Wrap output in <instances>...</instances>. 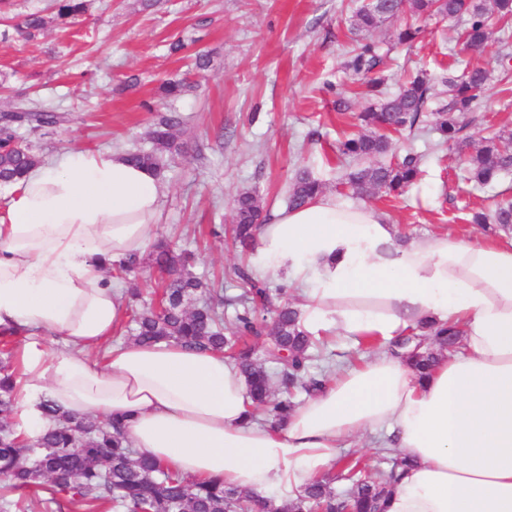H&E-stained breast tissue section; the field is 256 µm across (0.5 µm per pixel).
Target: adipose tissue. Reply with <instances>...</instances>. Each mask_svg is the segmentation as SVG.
Instances as JSON below:
<instances>
[{"mask_svg":"<svg viewBox=\"0 0 512 512\" xmlns=\"http://www.w3.org/2000/svg\"><path fill=\"white\" fill-rule=\"evenodd\" d=\"M7 191L0 330L23 340L16 410L27 435L46 427L50 400L125 420L139 454L186 478L284 501L381 430L410 462L381 512H512L511 236L403 244L372 207L333 195L273 211L249 264L299 288L309 335L385 346L428 322L455 326L460 340L422 378L394 353L345 368L270 426L252 420L245 377L224 354L107 345L124 302L104 271L150 246L155 173L119 153L70 151Z\"/></svg>","mask_w":512,"mask_h":512,"instance_id":"obj_1","label":"adipose tissue"}]
</instances>
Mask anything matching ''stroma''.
I'll use <instances>...</instances> for the list:
<instances>
[{"label": "stroma", "mask_w": 512, "mask_h": 512, "mask_svg": "<svg viewBox=\"0 0 512 512\" xmlns=\"http://www.w3.org/2000/svg\"><path fill=\"white\" fill-rule=\"evenodd\" d=\"M47 4L0 0V113L23 99L60 113L56 126L16 130L45 162L71 150L150 148L158 115L178 113V149L165 157L155 237L194 252L197 276L223 273L226 323L238 310L233 271L242 257L211 231L231 224L241 189H257L265 212L285 206L303 168L343 202L373 206L400 237L497 236L496 225L472 223L471 216L490 209L495 197L512 198V172L473 189L460 178L457 151L434 150L436 136L425 125L393 140L394 152L425 156L424 174L407 193L364 200L350 194L353 163L338 145L361 127L355 112L337 111L336 93L361 89L360 78L343 68L356 40L357 0H90L76 19L22 34L26 16ZM399 28L394 21L372 36L389 50L393 72L458 75L456 23L428 21L422 36L405 45L396 42ZM178 40L184 50L170 53ZM499 52L494 38L472 55L492 73L477 110L464 118L476 144L512 132V89L500 79ZM200 54L207 68L196 67ZM169 81L186 83L181 97L164 95Z\"/></svg>", "instance_id": "obj_1"}]
</instances>
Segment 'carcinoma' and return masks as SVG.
<instances>
[{"instance_id":"obj_1","label":"carcinoma","mask_w":512,"mask_h":512,"mask_svg":"<svg viewBox=\"0 0 512 512\" xmlns=\"http://www.w3.org/2000/svg\"><path fill=\"white\" fill-rule=\"evenodd\" d=\"M87 10L86 0H54L52 16L38 13L26 17L27 34L44 29L58 20L74 19ZM404 18L397 41L408 44L423 32L422 23L431 18L456 19L462 24L460 38L465 48L480 49L494 30L512 23V0H367L353 15V29L361 34L377 29L390 19ZM382 55L376 44L360 42L346 62V68L364 77L362 97L369 101L357 115L368 132L342 141L341 153L358 161L348 174L352 193L370 196L379 192L400 194L421 173L424 156L413 151L383 161L392 148V135L414 132L428 120L439 135L438 145L464 152L465 179L476 187L491 184L512 170V152L505 148L512 133L484 139L474 151H463L465 128L462 116L474 111L478 93L489 80L488 70L467 65L461 75L441 79L448 85V103L429 110L435 80L426 71L417 73L394 93L386 91L388 75L381 68ZM55 111L43 106H24L0 121V182L23 177L40 162L31 148L17 139L16 128L51 126ZM181 124L176 112L162 115L150 132L153 147L126 154L130 162L155 173L161 171L163 156L177 149L173 130ZM324 192V185L307 170L295 175L288 193L289 207L308 204ZM261 197L255 189H244L234 199L233 239L249 251L255 246L256 231L263 223ZM505 230L512 229V206L504 203L493 215L474 216L477 223L487 219ZM154 266L165 275L158 306L132 311L131 338L141 343L174 341L186 347L224 352L246 375L254 410L272 420L283 419L295 406L290 395L301 390L310 395L325 383L332 366L318 376L309 374L314 360L311 349L316 340L299 326V310L289 302L276 307L272 320L262 314L271 303V289L249 267L234 274L243 285L237 301L242 311L229 336L224 335V288L207 284L191 270L190 257L159 243L150 252ZM427 335L441 347L458 343L453 328ZM413 368L426 374L436 362L431 351L408 353ZM15 409V374L8 362H0V512H10L6 492L30 488L47 494L45 503L64 497L82 512H377L378 501L388 493L398 468H391L373 481L361 480L359 461L340 458L344 479L350 488L336 493L322 479L308 483L297 497L278 510L270 501L254 498L220 480L193 481L151 458L137 455L131 447L124 424L116 419L78 417L44 403L49 427L31 439L19 433L11 415Z\"/></svg>"}]
</instances>
